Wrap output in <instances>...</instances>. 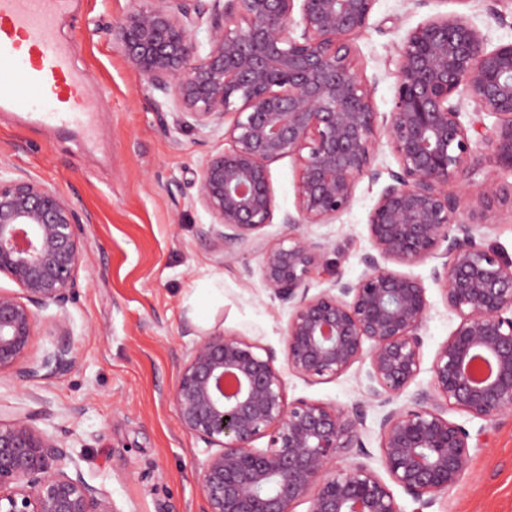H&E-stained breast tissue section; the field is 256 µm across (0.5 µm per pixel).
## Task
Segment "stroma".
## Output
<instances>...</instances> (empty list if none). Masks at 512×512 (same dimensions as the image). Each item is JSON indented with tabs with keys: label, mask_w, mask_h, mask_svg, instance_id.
Segmentation results:
<instances>
[{
	"label": "stroma",
	"mask_w": 512,
	"mask_h": 512,
	"mask_svg": "<svg viewBox=\"0 0 512 512\" xmlns=\"http://www.w3.org/2000/svg\"><path fill=\"white\" fill-rule=\"evenodd\" d=\"M138 5L74 0L58 26L75 67L101 92L94 135L32 129L18 113L0 112V166L26 172L68 198L83 219L84 237L76 296L68 305L75 364L48 380L0 375V406L24 405L34 426L64 444L117 512H203L196 463L207 448L179 427L170 393L189 352L214 329L282 352L289 305L242 271L258 267L285 234L282 217L294 208L297 173L291 159L272 164L273 221L235 245L237 262H225L193 185L207 157L223 151L224 129L186 127L171 98L113 47L109 26ZM455 8L454 0H376L356 45L360 73L376 85L377 111L393 107L388 61L406 31ZM464 11L488 46L512 41V0H469ZM374 165L379 184L360 183L350 210L333 223L303 227L329 246L312 292L329 287L333 268L350 280L365 269L362 259L373 251L368 216L397 163L382 145ZM430 269L427 262L408 269L423 281L431 305L422 330L427 363L458 323ZM364 373L356 365L316 384L289 373L286 394L349 406L363 398ZM448 417L473 431L485 428L490 440L472 449L464 479L439 495L433 512H512V413L486 426L455 409Z\"/></svg>",
	"instance_id": "1"
}]
</instances>
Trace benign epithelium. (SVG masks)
<instances>
[{
  "instance_id": "benign-epithelium-1",
  "label": "benign epithelium",
  "mask_w": 512,
  "mask_h": 512,
  "mask_svg": "<svg viewBox=\"0 0 512 512\" xmlns=\"http://www.w3.org/2000/svg\"><path fill=\"white\" fill-rule=\"evenodd\" d=\"M376 0H142L112 24V44L180 114L224 127L229 147L210 155L194 181L230 246L272 223L270 166L297 168L295 212L258 271L290 303L284 367L275 351L216 330L183 363L171 394L180 426L211 452L198 466L205 512H404L390 484L425 512L464 478L473 448L452 406L491 422L512 411V261L482 229L512 209V181H465L492 163L512 176V41L489 50L462 11L437 12L407 31L394 66L391 111L374 107L359 74L356 38ZM207 25L200 52L193 32ZM473 117L463 122L465 106ZM491 117L488 124L485 119ZM398 170L368 219L375 253L355 280L336 271L310 293L328 246L304 224H329L350 209L358 185L380 178V143ZM466 183V206L448 185ZM82 220L56 190L20 171L0 172V374L49 379L73 363L67 304L77 286ZM434 262L433 281L459 318L436 350L427 387L400 395L422 371L421 330L430 312L423 282L400 266ZM57 309L59 341L28 361L38 312ZM368 364L364 401L350 407L287 399L284 372L317 383ZM379 419L388 479L360 461L366 407ZM0 421V512H117L68 453L13 406ZM265 438L267 445L254 443Z\"/></svg>"
}]
</instances>
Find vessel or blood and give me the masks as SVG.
<instances>
[{
	"label": "vessel or blood",
	"mask_w": 512,
	"mask_h": 512,
	"mask_svg": "<svg viewBox=\"0 0 512 512\" xmlns=\"http://www.w3.org/2000/svg\"><path fill=\"white\" fill-rule=\"evenodd\" d=\"M70 0H0V112L26 125L92 132L96 104L54 25Z\"/></svg>",
	"instance_id": "1"
}]
</instances>
